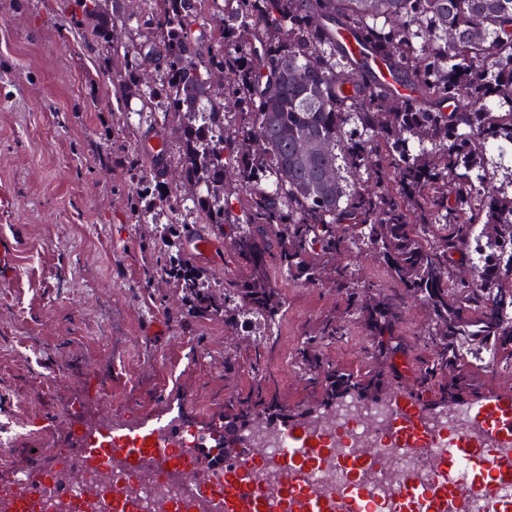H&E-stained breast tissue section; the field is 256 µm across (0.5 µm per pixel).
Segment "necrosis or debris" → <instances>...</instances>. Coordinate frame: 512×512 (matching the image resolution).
Instances as JSON below:
<instances>
[{"mask_svg": "<svg viewBox=\"0 0 512 512\" xmlns=\"http://www.w3.org/2000/svg\"><path fill=\"white\" fill-rule=\"evenodd\" d=\"M393 416L390 401L361 402L350 393L336 409L314 415L303 430L315 436V445L322 453L317 468L300 473L299 481L315 483L332 510L341 492L347 489L336 463L348 453L374 451L384 456V466L361 474L365 484L383 491L407 476L434 479L433 461L445 455L454 438L464 437L475 443L482 440L471 411L458 408L432 421L426 452L397 448L391 445L387 434ZM151 434L153 442L173 448L178 467L164 472L149 467L132 470L125 463L104 462L95 457L76 465L67 448L59 446L50 451L53 466L46 476L21 471L15 473L9 486L17 491L31 490L28 512H113V499L117 496L123 501L124 512H172L178 504L183 505L184 512H209L210 495L223 490L224 474L213 469L206 458L184 460L183 451L201 446L212 448L210 435L198 432L186 419L177 435H169L162 426L153 428ZM224 445L252 448L255 458L268 464L264 479L279 484L273 462L284 446L280 427L261 423L239 435L225 436Z\"/></svg>", "mask_w": 512, "mask_h": 512, "instance_id": "obj_1", "label": "necrosis or debris"}]
</instances>
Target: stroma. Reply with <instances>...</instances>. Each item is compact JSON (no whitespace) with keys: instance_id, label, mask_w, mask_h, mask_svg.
I'll list each match as a JSON object with an SVG mask.
<instances>
[{"instance_id":"35a3bbf8","label":"stroma","mask_w":512,"mask_h":512,"mask_svg":"<svg viewBox=\"0 0 512 512\" xmlns=\"http://www.w3.org/2000/svg\"><path fill=\"white\" fill-rule=\"evenodd\" d=\"M65 0H0V237L15 243L0 286V422L22 409L31 425L63 435L59 411L79 404L84 425L138 426L175 405L202 428H224V411L258 393L243 375L224 376V320L182 309L157 259L151 225L125 208L132 183L106 157L140 148L142 135L111 138L112 83L98 50L66 28ZM286 312L265 355L266 382L296 411L313 404L294 354L340 297L285 277ZM408 351L401 375L373 393L385 400L414 389L427 415L445 411L440 387L417 388ZM85 373L60 379L63 366ZM112 381L103 414L99 380ZM493 371L465 364L455 407L506 389ZM37 434L0 458V482L18 469L49 466Z\"/></svg>"}]
</instances>
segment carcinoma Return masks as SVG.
<instances>
[{"mask_svg":"<svg viewBox=\"0 0 512 512\" xmlns=\"http://www.w3.org/2000/svg\"><path fill=\"white\" fill-rule=\"evenodd\" d=\"M71 0L69 29L112 62V116L130 133L146 125L179 147L163 166L139 154L126 173V209L160 227V259L195 316L224 317V353L258 352L284 301L279 273L347 298L298 348L301 378L327 408L340 393L375 392L393 359L405 305L428 313L420 383L454 376L473 341L512 365V0ZM137 31L129 43L122 29ZM386 61L417 93L394 96L367 68ZM154 66L153 82L142 71ZM195 221L165 218V174ZM245 223L232 219V200ZM224 236L241 275L218 286L185 254L200 230ZM365 246L400 291L362 288L351 256ZM484 252L477 265L472 254ZM351 323L368 341L388 336L362 375L336 367L323 346ZM228 420L286 423L274 395L231 404Z\"/></svg>","mask_w":512,"mask_h":512,"instance_id":"cac0c4a2","label":"carcinoma"}]
</instances>
